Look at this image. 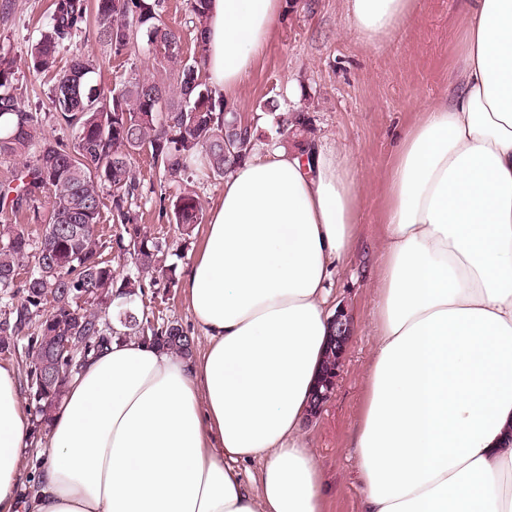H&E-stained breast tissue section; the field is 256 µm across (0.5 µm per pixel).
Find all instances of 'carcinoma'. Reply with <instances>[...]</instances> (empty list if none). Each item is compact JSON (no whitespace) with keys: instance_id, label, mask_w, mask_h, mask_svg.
Masks as SVG:
<instances>
[{"instance_id":"1","label":"carcinoma","mask_w":512,"mask_h":512,"mask_svg":"<svg viewBox=\"0 0 512 512\" xmlns=\"http://www.w3.org/2000/svg\"><path fill=\"white\" fill-rule=\"evenodd\" d=\"M206 5L190 0L201 52ZM162 8L163 0H94L96 39L113 55L127 54L140 37L178 64L169 84L121 77L106 88L94 80L96 61L75 42L86 22L84 0H53L32 67L45 71L61 52L72 55L51 93L55 119L72 132L68 142L38 139L41 118L14 94L13 64L0 59V159L35 151V160L0 186V201L11 213L45 226L34 239L20 224H0V353L14 354L26 340L35 440L49 432L74 367L112 337L135 336L180 356L193 353L194 337L136 304L145 295L146 278L161 269L163 252L135 222L133 207L142 190L132 161L149 152L159 182L166 184L184 181L200 158L224 176L249 159L256 129L242 125L209 87L204 56L182 58L181 34L162 20ZM291 131L314 133L307 113L292 112L278 123V132ZM105 210L120 228L107 243L97 232ZM202 211L199 197L189 192L171 202L174 223L187 230L201 222ZM108 247L133 256L135 272L117 280L112 261L103 258ZM57 330L77 337L78 348L63 360L45 354L46 340Z\"/></svg>"}]
</instances>
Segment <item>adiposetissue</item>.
Listing matches in <instances>:
<instances>
[{
  "label": "adipose tissue",
  "instance_id": "1",
  "mask_svg": "<svg viewBox=\"0 0 512 512\" xmlns=\"http://www.w3.org/2000/svg\"><path fill=\"white\" fill-rule=\"evenodd\" d=\"M346 3L370 39L415 6ZM282 7L211 0L215 94L235 96ZM449 82L399 133L385 175L352 438L361 512H512V0H471ZM358 223L350 163L332 146L235 167L183 280L204 348L181 357L113 337L70 378L31 484V424L16 371L0 367V512H323L305 425L329 287Z\"/></svg>",
  "mask_w": 512,
  "mask_h": 512
}]
</instances>
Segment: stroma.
Wrapping results in <instances>:
<instances>
[{
  "label": "stroma",
  "mask_w": 512,
  "mask_h": 512,
  "mask_svg": "<svg viewBox=\"0 0 512 512\" xmlns=\"http://www.w3.org/2000/svg\"><path fill=\"white\" fill-rule=\"evenodd\" d=\"M415 14L391 37L368 43L348 24L345 0H291L256 66L230 105L242 121L256 127L253 151L265 153L278 145L302 147L299 139L276 132L274 115L262 112L276 98L283 113L307 111L315 139L326 142L350 162L360 199L361 222L345 268L335 284L330 304L347 305L353 332L337 385L320 414L306 430L310 450L327 481L325 512H360L351 441L361 410L372 336L375 301L372 273L379 261L387 207L384 177L393 160L396 134L416 120L417 109L449 92L448 74L456 60L457 40L468 12L467 0H417ZM8 19H0V57L13 61V91L27 109L41 113L40 134L49 139L63 132L52 118L50 93L69 53H60L54 70L33 72L30 51L48 23L52 0H11ZM98 65L97 80L110 86L115 74L158 78L174 66L146 43L114 56L99 43L94 26L76 38ZM147 154L137 155V177L149 193L136 208L146 234L162 245L174 273L157 274L148 288L154 311L179 322L196 343H203L188 310L182 282L187 266L198 255L204 225L178 230L160 199H175L181 189L196 193L204 208L224 196L223 178L194 171L184 185H160Z\"/></svg>",
  "instance_id": "35a3bbf8"
}]
</instances>
